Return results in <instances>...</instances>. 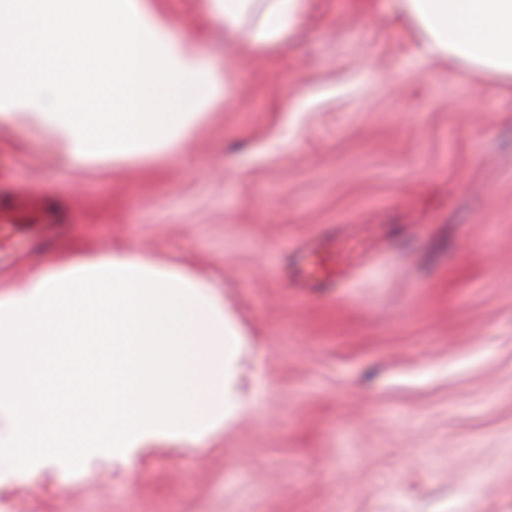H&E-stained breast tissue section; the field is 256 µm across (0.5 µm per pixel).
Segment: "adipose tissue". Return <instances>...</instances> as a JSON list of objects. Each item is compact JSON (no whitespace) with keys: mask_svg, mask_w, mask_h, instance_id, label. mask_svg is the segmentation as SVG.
Here are the masks:
<instances>
[{"mask_svg":"<svg viewBox=\"0 0 512 512\" xmlns=\"http://www.w3.org/2000/svg\"><path fill=\"white\" fill-rule=\"evenodd\" d=\"M262 50L310 0H203ZM158 0H0V120L36 115L74 164L183 148L202 110L232 102L203 39ZM427 57L512 80V0H402ZM237 329L212 281L138 250L53 263L0 292V472L129 462L157 439L195 444L237 410ZM91 359L76 379L63 362Z\"/></svg>","mask_w":512,"mask_h":512,"instance_id":"adipose-tissue-1","label":"adipose tissue"}]
</instances>
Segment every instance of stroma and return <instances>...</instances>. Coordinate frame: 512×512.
Here are the masks:
<instances>
[{"label":"stroma","instance_id":"35a3bbf8","mask_svg":"<svg viewBox=\"0 0 512 512\" xmlns=\"http://www.w3.org/2000/svg\"><path fill=\"white\" fill-rule=\"evenodd\" d=\"M227 57L185 152L73 166L0 121V291L119 247L210 279L241 333L235 416L131 466L0 474L19 512H512V86L424 56L399 0H311L255 51L203 0H163Z\"/></svg>","mask_w":512,"mask_h":512}]
</instances>
